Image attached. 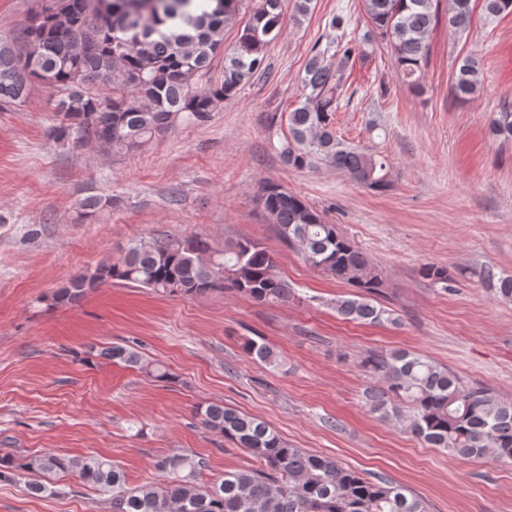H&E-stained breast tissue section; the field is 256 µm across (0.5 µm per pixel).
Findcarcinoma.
Segmentation results:
<instances>
[{
	"label": "carcinoma",
	"instance_id": "obj_1",
	"mask_svg": "<svg viewBox=\"0 0 512 512\" xmlns=\"http://www.w3.org/2000/svg\"><path fill=\"white\" fill-rule=\"evenodd\" d=\"M244 2L55 0L25 25L20 44L0 41V106L25 98L35 80L58 87L63 96L47 136L62 145L91 144L106 155L136 151L179 122L202 123L265 71V49L283 28L285 0H258L234 45L224 48V29L238 26ZM474 2L448 0V27L469 30ZM363 5L372 24L364 40L377 36L387 41L408 85L418 86L429 34L440 20L435 0H363ZM481 9L487 19L509 15L512 0H481ZM218 54L224 56V69L216 78L210 65ZM352 54L353 48L340 46L334 61L320 51L310 58L301 77L304 99L288 114L289 136L280 155L295 168L324 160L382 192L390 185L386 157L346 146L333 125ZM483 82L480 60L466 56L453 94L466 101ZM491 130L501 142L512 143L511 101L501 106ZM261 201L283 242L297 248L311 266L351 285L353 291L333 304L337 315L353 322L398 324L392 310L373 300L385 288L382 275L336 225L274 184L262 188ZM110 206V197H89L80 204V217ZM420 275L444 290L452 281L448 268L434 263L422 265ZM108 280L185 297L228 289L273 304L293 296L274 254L254 240L241 238L215 256L207 241L191 237L136 241L121 261L80 272L40 301L49 309L74 306ZM242 348L271 367L278 365V354L264 342L247 339ZM99 355L158 380L172 378L127 345L114 344ZM363 367L385 384L369 396L372 411L404 423L426 445L454 457L512 462L511 401L483 386H465L448 367L407 350L371 354ZM389 395L402 401L408 414L388 404ZM195 413L206 428L250 452L258 466L202 484L206 460L173 454L154 463L169 475L166 482L129 487L120 467L104 457L7 452L0 453V482L25 477L27 491L45 497L56 489L43 478L74 474L108 496L110 512H429L427 501L406 487L369 480L334 457L292 448L256 416L221 403L198 406Z\"/></svg>",
	"mask_w": 512,
	"mask_h": 512
}]
</instances>
